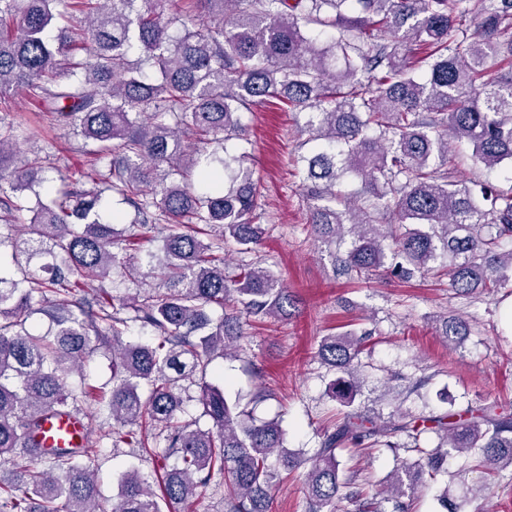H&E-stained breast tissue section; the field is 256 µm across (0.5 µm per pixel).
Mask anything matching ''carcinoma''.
Returning a JSON list of instances; mask_svg holds the SVG:
<instances>
[{
    "instance_id": "carcinoma-1",
    "label": "carcinoma",
    "mask_w": 512,
    "mask_h": 512,
    "mask_svg": "<svg viewBox=\"0 0 512 512\" xmlns=\"http://www.w3.org/2000/svg\"><path fill=\"white\" fill-rule=\"evenodd\" d=\"M191 2L200 12L164 18L152 0H0V111L22 91L44 103L54 128L93 145L94 160L120 155L92 169L90 188L50 177L17 147L40 136L0 117V221L12 231L0 246L10 243L16 266L13 275L0 268V461L13 462L0 474V512H106L101 449L123 445L166 464L154 485L137 466L122 472L112 512H185L216 474L228 512H270L272 492L305 464L312 512H336V449L394 448L399 434L419 453L391 475L386 493L399 512H408L400 498L452 454L473 459L467 470L483 474L477 493L488 496L512 470V416L495 405L398 421L349 413L304 459L286 449L279 421L254 418L205 376L239 348L247 323L295 309L269 269L226 272L220 257L224 241L250 250L265 234L251 158L226 153L224 140L242 131L241 112L270 98L308 114L314 147L299 157L308 223L328 248L350 237L343 273L446 275L464 297L512 283V188L474 191L452 175L449 153L460 140L475 163L512 167V0ZM490 61L508 69L488 80ZM352 175L361 189L337 193ZM45 185L30 224L15 223L4 187ZM107 195L132 208L129 233L105 220ZM158 234L162 255L147 253L146 265L161 279L141 299L107 288L80 295L85 280L109 277ZM36 313L49 319L44 332L26 327ZM133 324L154 339L123 341ZM439 335L459 344L469 324L445 318ZM96 343L112 344V385L77 390L69 379L84 378ZM362 344L346 331L319 350L341 373L331 393L345 406ZM192 400L211 426L181 420ZM86 405L110 423L87 428L77 448L43 447L46 422ZM428 432L439 439L430 450L420 446Z\"/></svg>"
}]
</instances>
